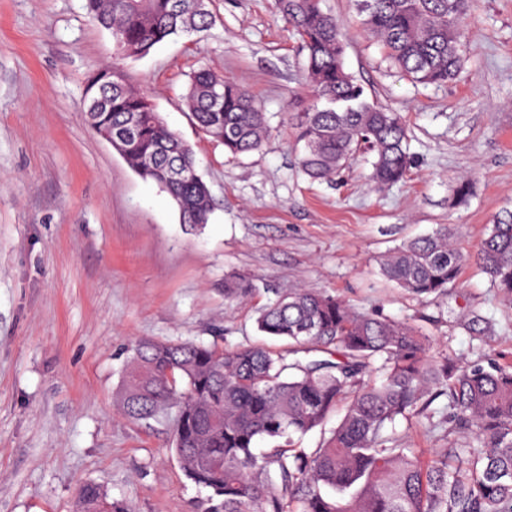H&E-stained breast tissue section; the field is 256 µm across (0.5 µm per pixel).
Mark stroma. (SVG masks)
<instances>
[{
    "instance_id": "35a3bbf8",
    "label": "stroma",
    "mask_w": 512,
    "mask_h": 512,
    "mask_svg": "<svg viewBox=\"0 0 512 512\" xmlns=\"http://www.w3.org/2000/svg\"><path fill=\"white\" fill-rule=\"evenodd\" d=\"M322 6L340 25L347 71L407 124L403 182L374 186L362 158L330 180L301 172L288 103L306 94L304 56L275 0H212L207 31L134 59L114 55L86 0H0V512H74L90 483L135 512H195L200 492L165 423L128 420L114 405L125 350L141 338L254 343L257 312L278 292L328 291L411 323L433 352L465 362L512 355V304L477 264L444 297L412 296L379 271L390 249L443 225L476 252L487 226L512 212V0H472L468 60L442 86L391 70L353 0ZM106 66L147 90L192 146L214 200L200 230H186L170 196L90 128L85 87ZM201 67L261 101L259 150L232 157L193 124L182 96ZM233 276L256 291L225 297ZM472 310L495 320L491 345L463 329ZM428 416L398 422L405 445L467 440L430 429Z\"/></svg>"
}]
</instances>
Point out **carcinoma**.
<instances>
[{
	"label": "carcinoma",
	"instance_id": "carcinoma-1",
	"mask_svg": "<svg viewBox=\"0 0 512 512\" xmlns=\"http://www.w3.org/2000/svg\"><path fill=\"white\" fill-rule=\"evenodd\" d=\"M358 23L408 79L453 81L466 61L468 0H354ZM210 0H87L112 32L114 53L149 54L173 36L206 30ZM305 52L312 103L297 113L302 171L328 179L360 155L373 158L379 186L403 181L411 166L407 128L397 112L368 98L345 67V46L321 0H276ZM86 118L136 173L171 197L189 229L208 223L211 193L192 147L169 129L152 99L112 68V87L87 84ZM184 105L205 136L232 156L260 149L261 104L241 83L209 69L189 76ZM476 258L512 304V212L489 225ZM447 227L394 247L382 276L416 296H446L468 261ZM257 330L288 342L302 361L268 345L223 349L191 340L136 341L126 357L116 404L147 422L174 411L171 450L184 476L207 491L199 512H512V361L464 362L429 354L414 326L354 312L327 292L295 288L264 306ZM486 345L495 323L463 319ZM448 397L449 420L472 440L426 453L405 448L395 422ZM342 410L315 448L303 438ZM273 445L257 451L256 443ZM75 512H132L96 484L83 485Z\"/></svg>",
	"mask_w": 512,
	"mask_h": 512
}]
</instances>
